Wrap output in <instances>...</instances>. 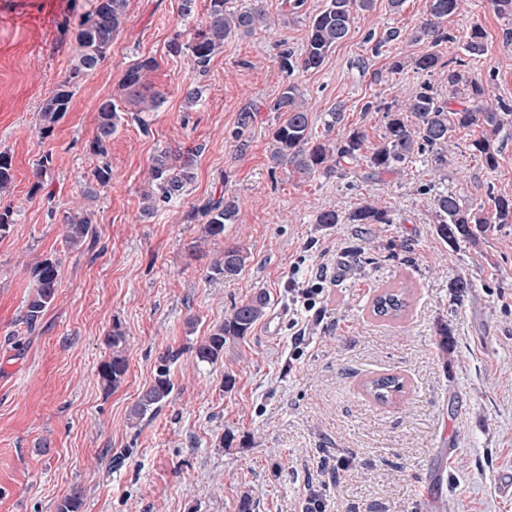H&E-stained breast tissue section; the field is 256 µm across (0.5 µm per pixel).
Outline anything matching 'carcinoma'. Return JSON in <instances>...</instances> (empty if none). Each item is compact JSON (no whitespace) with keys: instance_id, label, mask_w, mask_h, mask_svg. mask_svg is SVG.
<instances>
[{"instance_id":"1","label":"carcinoma","mask_w":512,"mask_h":512,"mask_svg":"<svg viewBox=\"0 0 512 512\" xmlns=\"http://www.w3.org/2000/svg\"><path fill=\"white\" fill-rule=\"evenodd\" d=\"M463 0H428V14L412 33L410 40L426 45L419 56L412 59L416 69L429 75L447 71L448 95H443L429 83L410 92L402 105L393 106L369 101L364 109L384 112L385 133L382 142L365 147L366 136L357 130L334 142L312 136L309 112L303 93L295 83L288 84L271 100L268 110L284 116L272 133L271 158L276 162L288 161L292 167L308 178L316 176H343L359 168L367 170L368 177L383 173L398 174L421 157H430L434 170L448 166V144L459 129L477 126L482 136L471 143V151L480 155L486 167L497 165L499 147L496 136L505 123L512 120V105L487 99L485 85L466 74L463 60H443L437 50L441 43L451 39L444 27L448 17L460 12ZM374 0H326L322 10L310 16L304 51L296 57L284 49L278 56L282 71L296 69L308 71L320 67L328 54L349 34L354 14L372 9ZM129 0H88V8L79 14L75 24V42L78 54L68 76L59 82L44 99L38 120L41 132H49L68 111L80 80L97 70L127 22ZM269 13L263 0H251L247 6L233 9L228 0H205L198 27L189 38L176 32L168 41V52L174 56H187L193 69L204 74L212 58L224 48V41L235 36H252L268 29ZM466 56L476 58L485 51V32L479 25L471 28L464 44ZM157 67V60L145 56L133 63L120 83V99L102 100L98 107L96 132L90 151L99 156L106 153V144L116 131L119 116L118 101L122 100L137 112H156L163 104L161 94L152 90L148 73ZM465 101L459 109L449 107L458 96ZM195 154L192 150L162 149L155 154L149 166L150 188L142 195V212L150 214L159 204L179 197L186 184L194 178ZM11 157L0 152V196L8 193L13 184ZM112 185V167L107 162L92 172L86 196L93 199ZM433 192L437 216L436 232L450 246L460 243L475 245L480 237L496 224H512V195L491 197V207L463 203L446 188L434 184L427 187ZM239 209L235 200H222L205 211V236L218 239L224 236V225L237 220ZM66 224L65 239L76 249L91 232L89 213L69 212L63 216ZM314 223L333 224H391V213L373 203H365L348 214L336 210H323L316 214ZM248 254L243 247L224 248L223 258L212 270L219 275H233L245 265ZM34 293L26 305L24 315L29 327L36 326L43 312L55 299L58 288V264L51 259L38 262L32 269ZM269 302L260 291L234 305L224 322L216 325L210 334L195 347V359L200 364H214L224 358V349L248 336L266 314ZM410 305L408 287L393 286L375 294L371 314L382 320L395 321L404 316ZM123 337L115 333L107 338L112 355L98 370L101 384L110 390L124 378L128 362L121 348ZM181 355L167 350L158 357L153 382L144 389L129 411V420L136 425L154 416L168 401L174 390L170 367ZM368 394L379 404L391 402V396L403 389L402 379L395 375L372 378L368 381Z\"/></svg>"}]
</instances>
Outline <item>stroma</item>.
<instances>
[{"instance_id":"35a3bbf8","label":"stroma","mask_w":512,"mask_h":512,"mask_svg":"<svg viewBox=\"0 0 512 512\" xmlns=\"http://www.w3.org/2000/svg\"><path fill=\"white\" fill-rule=\"evenodd\" d=\"M325 0H265L275 25L226 40L206 74L168 53L177 30L197 17L181 0H129L128 19L101 67L81 79L68 112L48 137L36 123L48 93L77 52L66 21L87 0H0V151L14 181L0 204L14 222L0 237V512H56L77 492L81 512H237L249 496L254 512H300L307 484L321 490L327 512H512V224L491 228L474 246H448L435 230V180L427 159L398 175L309 179L271 158L279 119L267 103L283 86L304 93L311 132L338 139L362 130L368 144L384 133L382 113L365 102H401L423 82L444 91L441 75L414 67L389 71L392 57H416L410 34L428 0H374L356 15L347 38L321 67L282 72L277 53L301 54L308 21ZM486 33L484 55L466 69L490 99L512 104V17L489 0H465L450 16L445 59L461 56L472 24ZM399 31L388 40L389 31ZM165 102L140 117L123 113L106 156L89 145L97 107L116 96L139 57ZM202 88L186 107L188 85ZM343 120L330 126L331 113ZM477 130L457 132L448 149V188L466 204L489 193L512 194V124L499 135L495 168L468 145ZM194 149V178L181 198L141 218L142 192L154 154ZM51 169L31 194L43 154ZM112 186L92 202V233L71 249L60 218L74 208L100 162ZM235 199L239 214L220 239L205 237L209 203ZM372 202L389 224H316V212H349ZM249 254L228 277L210 266L225 246ZM57 262L54 301L35 328L23 320L34 292L32 267ZM323 271V291L296 337L292 281ZM473 282L456 301L450 283ZM411 288L404 318L370 313L375 291ZM265 291L269 306L250 336L226 347L213 365L193 348L235 303ZM447 323L451 346L440 353L435 331ZM124 338L127 372L105 390L98 377L111 354L105 339ZM174 391L150 420L131 426L128 413L155 375L165 350ZM232 390H224L225 374ZM391 373L405 391L382 405L362 383Z\"/></svg>"}]
</instances>
